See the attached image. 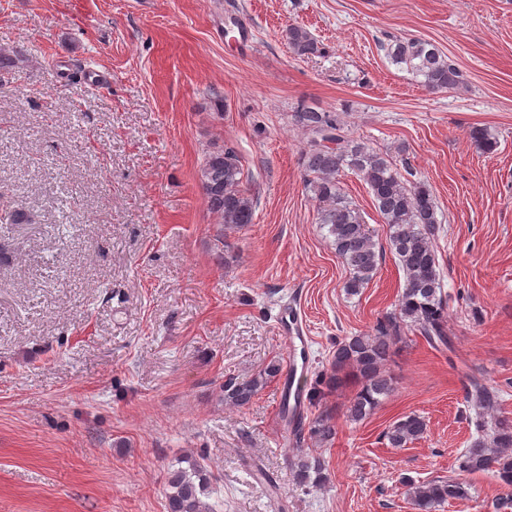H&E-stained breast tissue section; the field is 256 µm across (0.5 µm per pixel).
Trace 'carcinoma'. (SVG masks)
<instances>
[{
  "instance_id": "obj_1",
  "label": "carcinoma",
  "mask_w": 512,
  "mask_h": 512,
  "mask_svg": "<svg viewBox=\"0 0 512 512\" xmlns=\"http://www.w3.org/2000/svg\"><path fill=\"white\" fill-rule=\"evenodd\" d=\"M292 52L300 57L320 52L312 35L303 27L290 25L284 33ZM389 63L409 72L430 90L452 89L462 83V73L434 44L416 38H393L384 45ZM295 124L309 135L304 155L308 186L319 202V223L328 226L331 245L350 269L346 292L355 295L376 274L378 254L373 231L357 205L339 187V172L347 168L367 185L374 206L387 226L390 250L397 256L405 285L394 314L377 323L372 335H356L336 346L334 372L356 373L363 382L351 399L348 417L361 421L370 415L393 390L384 366L392 354L394 339L404 327L417 331L433 347H451L448 338L447 299L434 248L440 230L436 203L423 183L406 179L389 156L351 136L342 113L317 111L303 105L293 113ZM470 137L478 149L491 153L497 146L485 128H474ZM243 170L235 151L226 148L209 154L201 172V187L209 209L228 227L253 222V203L240 189ZM262 375L246 382L224 384V400L237 406L248 403L264 386ZM467 399L477 408L481 434L458 458V478H439L415 484L406 482L417 512H437L442 504L468 496L465 475L496 469L502 483L512 487V418L502 415L498 391L470 378ZM423 417L410 414L394 423L385 438L393 448H403L426 433ZM335 428L319 420L309 428V437L320 442L333 439ZM299 484L323 479V464L307 455L290 461ZM209 478L204 467L174 469L166 481L167 512H217L202 500Z\"/></svg>"
}]
</instances>
